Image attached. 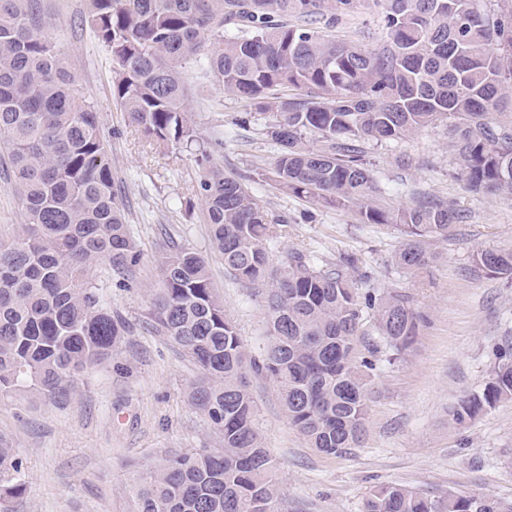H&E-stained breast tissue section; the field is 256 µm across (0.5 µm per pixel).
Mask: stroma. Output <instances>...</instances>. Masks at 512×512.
Instances as JSON below:
<instances>
[{"label": "stroma", "instance_id": "obj_1", "mask_svg": "<svg viewBox=\"0 0 512 512\" xmlns=\"http://www.w3.org/2000/svg\"><path fill=\"white\" fill-rule=\"evenodd\" d=\"M86 0H41L65 64L85 89L109 145L112 173L143 258L128 275L103 265L90 277L129 329L112 361L87 373L62 405L21 393L0 397V434L12 438L28 488L12 512H131L132 487L172 455L215 445L208 419L186 388L194 364L147 323L154 289L161 285L160 255L169 243L187 244L209 263L212 281L248 351L265 326L256 289L235 282L213 248L199 209H184L196 188V151L158 146L126 127L112 101L114 77L106 51L86 26ZM341 37L378 43L379 10L361 6L336 27ZM190 108L202 137L221 136L216 158L225 173L246 183L279 226L275 252L298 251L319 265L340 255L358 257L369 281L360 292L397 288L410 294L427 321L414 345L399 356L380 345L369 387L366 431L343 457L310 448L289 423L275 383L249 376L258 433L276 458L287 512H361L375 486L402 484L437 497L491 496L512 503V402L455 424L450 411L466 393L482 389L499 353L512 347V283L485 276L474 263L481 248H512V196L470 192L448 153L444 128H430L404 145H374L369 158L390 205L408 204L410 189L455 200L469 212L452 237L434 245L441 259L418 279L401 273L391 257L402 241L392 225L362 224L348 209L313 205L261 179L274 162L266 115L241 118L246 108L204 69L186 70ZM411 154L418 168L394 158Z\"/></svg>", "mask_w": 512, "mask_h": 512}]
</instances>
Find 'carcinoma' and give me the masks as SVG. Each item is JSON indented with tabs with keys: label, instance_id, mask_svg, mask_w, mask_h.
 <instances>
[{
	"label": "carcinoma",
	"instance_id": "obj_1",
	"mask_svg": "<svg viewBox=\"0 0 512 512\" xmlns=\"http://www.w3.org/2000/svg\"><path fill=\"white\" fill-rule=\"evenodd\" d=\"M39 0H0V160L13 173L23 223L0 242V396L31 392L63 402L80 377L116 354L125 326L89 271L127 274L142 253L112 186L97 112L39 16ZM357 0H88L86 23L108 53L112 99L127 127L163 145L202 143L195 197L233 280L261 289L265 336L248 354L208 262L175 245L149 311L198 369L188 398L210 421L216 448L177 455L133 490L132 512H284L279 469L261 444L248 373L278 388L288 421L309 447H357L378 352L361 353L364 320L400 354L425 315L410 295L358 291V259L322 268L301 252L275 257V225L240 180L215 162L219 140L193 125L189 66H202L253 112H270L277 149L263 173L276 189L362 224H393L404 241L392 263L419 276L439 260L431 244L466 215L412 191L393 208L367 159L370 143H406L437 125L467 189L512 196V0H372L383 38L336 37ZM476 267L512 281V249H479ZM512 401V351L482 390L461 397L453 421ZM27 484L13 441L0 435V505ZM363 512H512L492 497H428L375 487Z\"/></svg>",
	"mask_w": 512,
	"mask_h": 512
}]
</instances>
